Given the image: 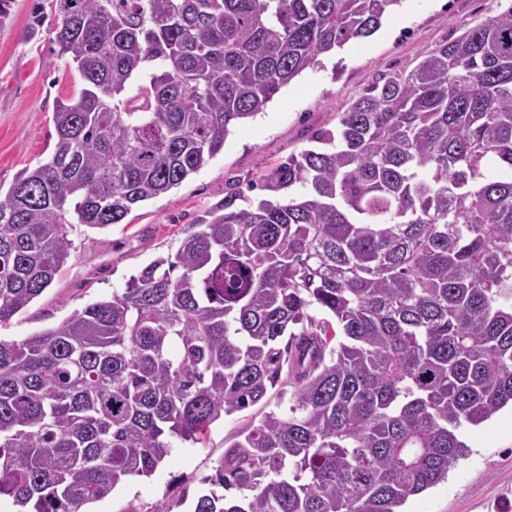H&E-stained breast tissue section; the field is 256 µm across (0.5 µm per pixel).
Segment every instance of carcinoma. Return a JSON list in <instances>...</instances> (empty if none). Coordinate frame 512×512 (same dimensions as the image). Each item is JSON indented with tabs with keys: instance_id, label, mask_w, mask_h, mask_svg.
Wrapping results in <instances>:
<instances>
[{
	"instance_id": "carcinoma-1",
	"label": "carcinoma",
	"mask_w": 512,
	"mask_h": 512,
	"mask_svg": "<svg viewBox=\"0 0 512 512\" xmlns=\"http://www.w3.org/2000/svg\"><path fill=\"white\" fill-rule=\"evenodd\" d=\"M401 3L50 0L83 88L56 105L51 159L0 194V324L51 285L73 225L179 186ZM313 142L122 293L0 340L17 512H85L274 388L289 414L224 449L193 512H400L466 455L463 425L512 405V5Z\"/></svg>"
}]
</instances>
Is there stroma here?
Listing matches in <instances>:
<instances>
[{
  "label": "stroma",
  "mask_w": 512,
  "mask_h": 512,
  "mask_svg": "<svg viewBox=\"0 0 512 512\" xmlns=\"http://www.w3.org/2000/svg\"><path fill=\"white\" fill-rule=\"evenodd\" d=\"M35 0H11L0 22V188L9 189L26 167L47 162L55 148L53 113L76 95L81 81L58 57L50 26L29 37ZM502 9V0H403L371 36L322 55L283 87L256 117L233 127L223 150L181 185L136 206L124 223L102 229L74 225L71 253L52 284L25 309L0 324V339L20 341L56 326L87 305L122 293L129 278L161 256L176 254L198 220L225 193L261 198L254 185L269 170L308 148L313 135L335 129L342 112L369 84L410 72L428 50L454 41ZM287 400L275 393L247 411L213 423L203 441L175 443L171 456L148 479L133 478L88 512H157L180 497H194L225 448ZM468 448L447 479L409 497L404 512H512V410L479 426H463Z\"/></svg>",
  "instance_id": "35a3bbf8"
}]
</instances>
